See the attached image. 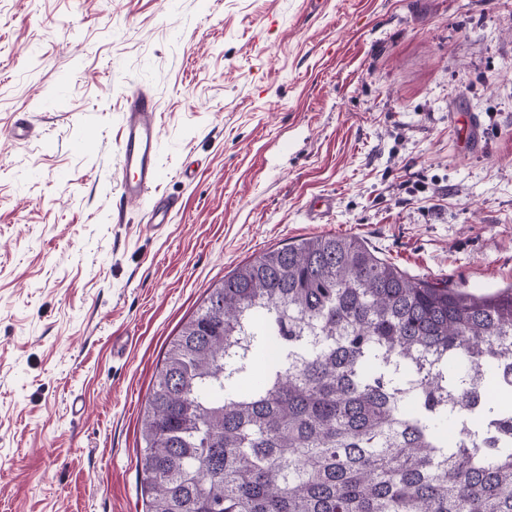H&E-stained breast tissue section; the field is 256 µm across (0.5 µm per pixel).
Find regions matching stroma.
Returning a JSON list of instances; mask_svg holds the SVG:
<instances>
[{
	"mask_svg": "<svg viewBox=\"0 0 512 512\" xmlns=\"http://www.w3.org/2000/svg\"><path fill=\"white\" fill-rule=\"evenodd\" d=\"M137 91L161 231L120 193ZM314 234L512 285V0H0V512H142L169 341L238 265ZM174 202L166 197L151 199L149 208V220L146 226L153 230H159L169 222V216L173 210Z\"/></svg>",
	"mask_w": 512,
	"mask_h": 512,
	"instance_id": "1",
	"label": "stroma"
}]
</instances>
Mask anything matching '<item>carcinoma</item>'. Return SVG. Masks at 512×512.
<instances>
[{
	"mask_svg": "<svg viewBox=\"0 0 512 512\" xmlns=\"http://www.w3.org/2000/svg\"><path fill=\"white\" fill-rule=\"evenodd\" d=\"M140 435L143 512H512V285L267 251L170 342Z\"/></svg>",
	"mask_w": 512,
	"mask_h": 512,
	"instance_id": "obj_1",
	"label": "carcinoma"
}]
</instances>
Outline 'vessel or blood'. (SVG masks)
<instances>
[{
  "label": "vessel or blood",
  "mask_w": 512,
  "mask_h": 512,
  "mask_svg": "<svg viewBox=\"0 0 512 512\" xmlns=\"http://www.w3.org/2000/svg\"><path fill=\"white\" fill-rule=\"evenodd\" d=\"M156 112L157 105L148 94L138 92L128 97L121 152L122 197L128 202L149 200L148 226L153 230L168 224L174 207L170 199L154 198L150 195L160 175L157 162L159 129Z\"/></svg>",
  "instance_id": "vessel-or-blood-1"
}]
</instances>
